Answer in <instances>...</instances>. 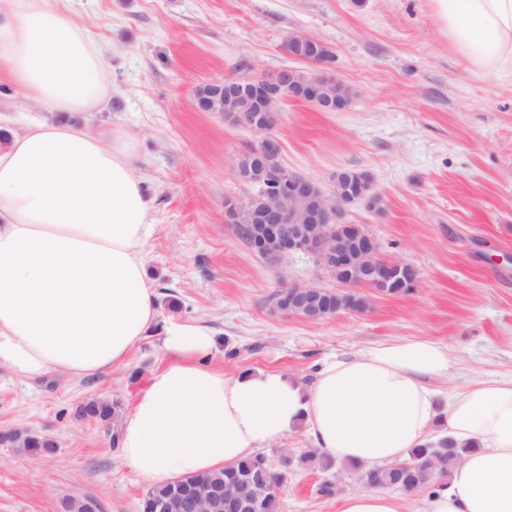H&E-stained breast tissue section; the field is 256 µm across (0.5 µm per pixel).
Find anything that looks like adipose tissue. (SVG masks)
I'll return each instance as SVG.
<instances>
[{
  "label": "adipose tissue",
  "instance_id": "adipose-tissue-1",
  "mask_svg": "<svg viewBox=\"0 0 512 512\" xmlns=\"http://www.w3.org/2000/svg\"><path fill=\"white\" fill-rule=\"evenodd\" d=\"M472 67L512 80V0H431ZM0 69L51 112L99 109L106 62L61 0H0ZM149 202L135 142L113 129L40 123L0 142V367L33 379L94 376L123 364L154 327L143 249ZM170 363L121 422L127 464L153 486L224 468L305 423L316 448L364 467L404 462L443 424L478 444L418 512H512V377L466 380L445 398L447 347L404 338L327 362L312 384L278 371L227 375L200 360L210 328L172 321ZM404 498L361 490L339 512H407Z\"/></svg>",
  "mask_w": 512,
  "mask_h": 512
}]
</instances>
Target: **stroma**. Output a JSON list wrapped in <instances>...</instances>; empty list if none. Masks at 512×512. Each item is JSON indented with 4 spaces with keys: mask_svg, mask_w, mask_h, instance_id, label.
Listing matches in <instances>:
<instances>
[{
    "mask_svg": "<svg viewBox=\"0 0 512 512\" xmlns=\"http://www.w3.org/2000/svg\"><path fill=\"white\" fill-rule=\"evenodd\" d=\"M109 66L102 110L75 116L90 131L137 140V167L154 229L144 249L158 321L125 365L73 379H20L0 368V432H36L57 450L29 456L0 445V512H59L69 499L99 512H139L149 485L126 463L118 422L78 417L90 399L133 409L169 360L161 329L198 323L216 333L209 366L228 374L275 370L312 383L324 362L377 343L423 337L446 345L462 379L512 375V83L467 64L448 44L429 0H65ZM324 41L328 71L351 91L338 112L283 101L275 133L288 169L329 187L338 171L371 178L378 207L350 204L344 220L377 237L384 257L412 264L408 294L367 291L365 312L317 322L277 312L272 295L295 280L333 287L310 258L274 271L224 221V199L248 196L237 155L257 138L201 112V85L313 65L282 48L292 34ZM0 74V129L49 119ZM322 473L297 468L280 512H336Z\"/></svg>",
    "mask_w": 512,
    "mask_h": 512,
    "instance_id": "obj_1",
    "label": "stroma"
}]
</instances>
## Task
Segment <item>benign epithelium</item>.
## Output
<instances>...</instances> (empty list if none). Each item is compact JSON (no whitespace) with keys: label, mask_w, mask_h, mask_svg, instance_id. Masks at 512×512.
I'll return each mask as SVG.
<instances>
[{"label":"benign epithelium","mask_w":512,"mask_h":512,"mask_svg":"<svg viewBox=\"0 0 512 512\" xmlns=\"http://www.w3.org/2000/svg\"><path fill=\"white\" fill-rule=\"evenodd\" d=\"M304 55L299 60L308 62L320 72L297 84L294 70L280 71L274 79L264 76L224 82V121L258 137L248 147L253 172L262 179L278 185L273 194L265 195L263 206L254 212L256 223L245 224L246 235L252 237L256 251L274 260L278 270L288 257L304 254L313 259L328 277L353 293L370 288L380 294L392 278L404 275V287L415 288L416 269L402 261L387 259L381 254L378 239L369 232L343 223L344 210L349 201L333 188L324 189L316 182L287 167L279 171L268 168L267 161L281 155L282 146L274 129L283 99L279 88L298 86L297 98L308 102L320 112H335L344 98L347 86L321 72L329 66L328 46L319 38L303 34ZM281 296L288 302V315L316 322L338 314L327 302L334 290L315 284L288 282ZM256 500V491L250 485H216L199 489L180 484L175 488L178 512H212L216 504L225 502L231 512H250ZM167 501L153 504V512H170Z\"/></svg>","instance_id":"1"}]
</instances>
